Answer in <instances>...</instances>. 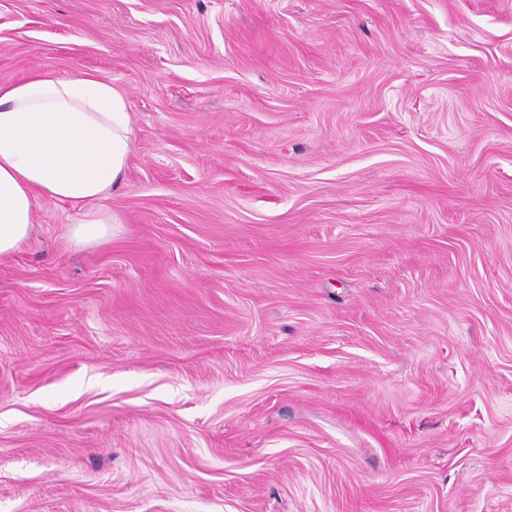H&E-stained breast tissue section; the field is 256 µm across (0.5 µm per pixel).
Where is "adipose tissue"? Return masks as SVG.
<instances>
[{"label":"adipose tissue","instance_id":"adipose-tissue-1","mask_svg":"<svg viewBox=\"0 0 512 512\" xmlns=\"http://www.w3.org/2000/svg\"><path fill=\"white\" fill-rule=\"evenodd\" d=\"M132 150L124 95L106 79L34 72L0 84V263L34 229L39 199L83 207L71 235L91 245L117 219L99 206L122 180Z\"/></svg>","mask_w":512,"mask_h":512}]
</instances>
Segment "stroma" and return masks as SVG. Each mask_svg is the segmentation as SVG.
I'll return each instance as SVG.
<instances>
[{"label":"stroma","instance_id":"35a3bbf8","mask_svg":"<svg viewBox=\"0 0 512 512\" xmlns=\"http://www.w3.org/2000/svg\"><path fill=\"white\" fill-rule=\"evenodd\" d=\"M34 69L132 153L0 264V512H512V0H0Z\"/></svg>","mask_w":512,"mask_h":512}]
</instances>
